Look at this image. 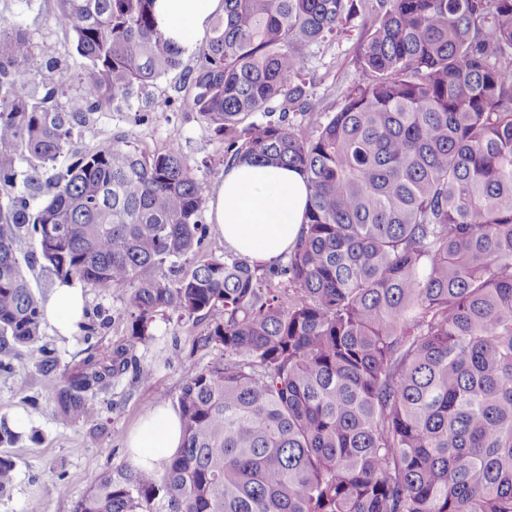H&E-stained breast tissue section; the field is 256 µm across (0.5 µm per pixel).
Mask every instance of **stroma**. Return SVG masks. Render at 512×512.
<instances>
[{"label": "stroma", "instance_id": "obj_1", "mask_svg": "<svg viewBox=\"0 0 512 512\" xmlns=\"http://www.w3.org/2000/svg\"><path fill=\"white\" fill-rule=\"evenodd\" d=\"M38 2L42 12L32 38L44 51L61 56L67 92L78 94L84 61L69 32L56 19L55 0ZM372 6L373 0H357L355 15L335 37L304 52L303 72L325 114L339 111L349 90L369 79L357 62V52L365 36L363 19ZM193 64V55L185 54L182 69L139 91L129 104H114L95 114L82 136L75 139V147L84 149L128 134L140 147L159 151L175 140L198 176L210 188H217L227 166L224 139L178 102L184 71ZM127 294L124 288L109 295L87 293V311L102 324L93 336L78 332L62 337L52 326L44 328V342L56 349L63 363L79 361L90 351L103 352L125 344L138 363L152 365L150 382L139 381L130 370L99 395V419L78 425L57 420L36 369V356L28 348H17L8 368L0 369V417L12 421L21 416L26 423L22 439L4 449L16 462V478L12 488L0 495V512H27L36 498L43 501L44 512H74L76 502L100 474L127 463L125 437L138 421L153 406L172 404L187 379L223 359L221 348L197 344L212 324L223 321V308L213 309L194 325L179 321L172 313L158 315L152 337L140 341L130 338L119 318Z\"/></svg>", "mask_w": 512, "mask_h": 512}]
</instances>
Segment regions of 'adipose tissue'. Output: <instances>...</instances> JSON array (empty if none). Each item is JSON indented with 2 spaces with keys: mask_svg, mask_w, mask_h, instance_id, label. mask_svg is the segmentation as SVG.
Segmentation results:
<instances>
[{
  "mask_svg": "<svg viewBox=\"0 0 512 512\" xmlns=\"http://www.w3.org/2000/svg\"><path fill=\"white\" fill-rule=\"evenodd\" d=\"M224 0H156L159 27L175 44L187 47L203 36ZM309 189L294 168L239 162L226 168L210 201V218L227 250L254 265H270L292 250L305 222ZM85 310V291L76 281L57 282L44 306L45 319L61 335H72ZM182 443L179 415L155 407L126 439L131 465L163 471Z\"/></svg>",
  "mask_w": 512,
  "mask_h": 512,
  "instance_id": "obj_1",
  "label": "adipose tissue"
}]
</instances>
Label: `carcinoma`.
<instances>
[{
    "label": "carcinoma",
    "instance_id": "cac0c4a2",
    "mask_svg": "<svg viewBox=\"0 0 512 512\" xmlns=\"http://www.w3.org/2000/svg\"><path fill=\"white\" fill-rule=\"evenodd\" d=\"M84 60L81 90L25 22L0 10V367L19 346L66 425L132 359L72 367L40 344L23 267L96 294L128 287L129 334L198 321L224 361L188 379L183 442L161 472L123 465L74 512H512V0H375L358 50L370 81L320 110L304 50L353 0H224L195 53L188 101L229 163L300 169L307 222L288 261L230 251L185 272L207 184L179 144L126 134L68 154L86 114L183 64L155 0H56ZM16 462L0 455V494Z\"/></svg>",
    "mask_w": 512,
    "mask_h": 512
}]
</instances>
